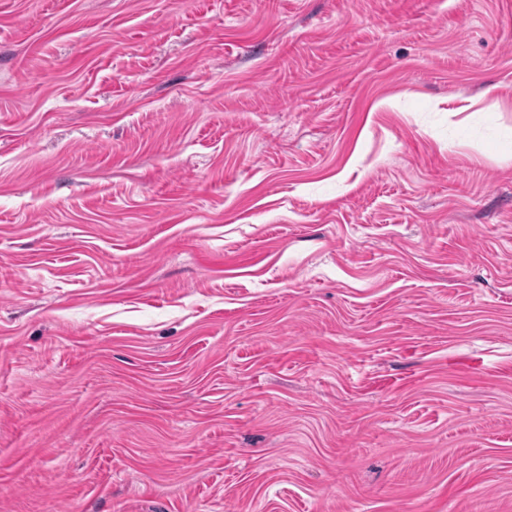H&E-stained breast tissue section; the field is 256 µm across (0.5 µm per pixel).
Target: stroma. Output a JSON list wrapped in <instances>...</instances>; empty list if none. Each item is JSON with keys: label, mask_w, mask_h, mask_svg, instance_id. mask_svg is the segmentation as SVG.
<instances>
[{"label": "stroma", "mask_w": 512, "mask_h": 512, "mask_svg": "<svg viewBox=\"0 0 512 512\" xmlns=\"http://www.w3.org/2000/svg\"><path fill=\"white\" fill-rule=\"evenodd\" d=\"M512 512V0H0V512Z\"/></svg>", "instance_id": "obj_1"}]
</instances>
